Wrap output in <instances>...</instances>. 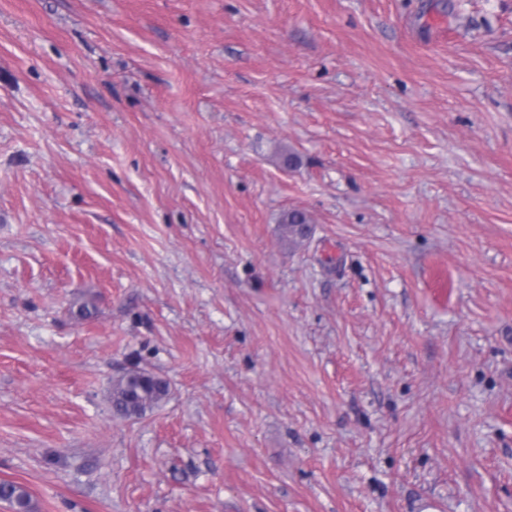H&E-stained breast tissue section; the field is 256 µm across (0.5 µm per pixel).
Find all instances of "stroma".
Masks as SVG:
<instances>
[{
    "label": "stroma",
    "mask_w": 512,
    "mask_h": 512,
    "mask_svg": "<svg viewBox=\"0 0 512 512\" xmlns=\"http://www.w3.org/2000/svg\"><path fill=\"white\" fill-rule=\"evenodd\" d=\"M0 480L512 512V0H0ZM310 224V216L301 210L288 211L281 219L283 234L292 240L307 238L311 232ZM169 393L168 383L144 369H131L112 380L113 412L126 419L143 417Z\"/></svg>",
    "instance_id": "1"
}]
</instances>
